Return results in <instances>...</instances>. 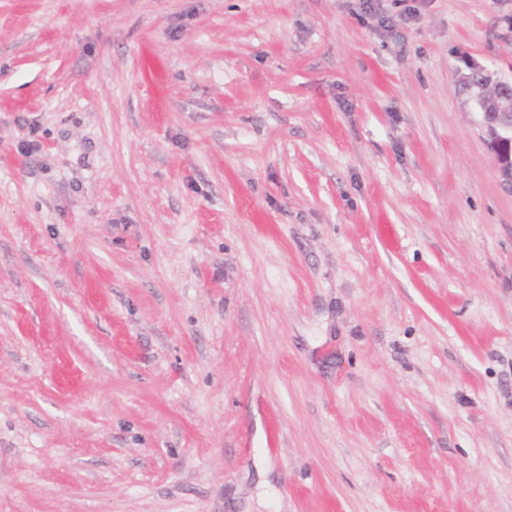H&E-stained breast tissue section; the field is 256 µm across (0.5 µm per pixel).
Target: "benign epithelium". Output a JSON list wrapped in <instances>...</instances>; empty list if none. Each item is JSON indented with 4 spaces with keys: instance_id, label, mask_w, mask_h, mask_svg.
<instances>
[{
    "instance_id": "benign-epithelium-1",
    "label": "benign epithelium",
    "mask_w": 512,
    "mask_h": 512,
    "mask_svg": "<svg viewBox=\"0 0 512 512\" xmlns=\"http://www.w3.org/2000/svg\"><path fill=\"white\" fill-rule=\"evenodd\" d=\"M469 103L494 154L498 174L504 184L511 187L512 76H498L492 87L475 81Z\"/></svg>"
}]
</instances>
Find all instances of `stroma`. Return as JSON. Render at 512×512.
<instances>
[{
	"label": "stroma",
	"mask_w": 512,
	"mask_h": 512,
	"mask_svg": "<svg viewBox=\"0 0 512 512\" xmlns=\"http://www.w3.org/2000/svg\"><path fill=\"white\" fill-rule=\"evenodd\" d=\"M512 0H0V512H512ZM498 75L493 87L476 80L471 87L469 103L478 117L497 171L509 188L512 186V75Z\"/></svg>",
	"instance_id": "stroma-1"
}]
</instances>
